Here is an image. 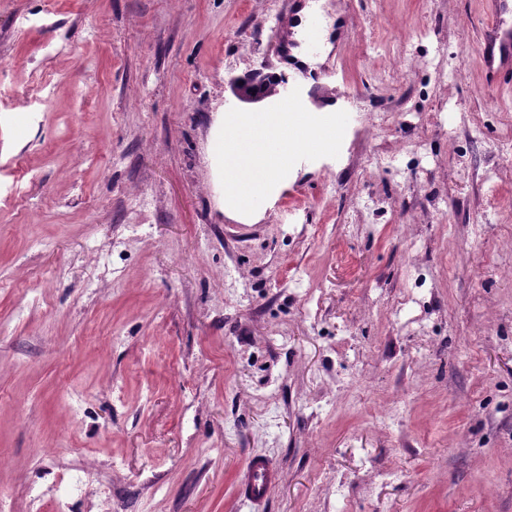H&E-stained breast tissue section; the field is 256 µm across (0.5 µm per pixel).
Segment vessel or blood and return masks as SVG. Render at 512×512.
<instances>
[{"label":"vessel or blood","instance_id":"vessel-or-blood-1","mask_svg":"<svg viewBox=\"0 0 512 512\" xmlns=\"http://www.w3.org/2000/svg\"><path fill=\"white\" fill-rule=\"evenodd\" d=\"M480 32L477 51L485 87L495 89L511 85L512 0H486ZM278 481L277 470L266 458L251 457L239 479V498L250 504L263 502Z\"/></svg>","mask_w":512,"mask_h":512}]
</instances>
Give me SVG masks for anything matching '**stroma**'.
<instances>
[{"label":"stroma","mask_w":512,"mask_h":512,"mask_svg":"<svg viewBox=\"0 0 512 512\" xmlns=\"http://www.w3.org/2000/svg\"><path fill=\"white\" fill-rule=\"evenodd\" d=\"M290 0H0L9 512H512V87L483 0H323L343 118L224 211V81ZM267 458L279 484L241 504ZM91 468L111 488L76 495ZM40 489L33 500L32 489ZM477 44L484 85L498 88L512 84V1L486 0ZM278 481L279 474L270 462L262 456H253L240 476L239 498L244 503H261Z\"/></svg>","instance_id":"stroma-1"}]
</instances>
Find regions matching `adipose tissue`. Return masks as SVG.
Masks as SVG:
<instances>
[{"mask_svg": "<svg viewBox=\"0 0 512 512\" xmlns=\"http://www.w3.org/2000/svg\"><path fill=\"white\" fill-rule=\"evenodd\" d=\"M331 113H304L295 122L279 106L261 112H231L224 117L220 153L224 158V207L240 218L256 213V200L267 198L288 173L289 159L317 143Z\"/></svg>", "mask_w": 512, "mask_h": 512, "instance_id": "obj_1", "label": "adipose tissue"}]
</instances>
